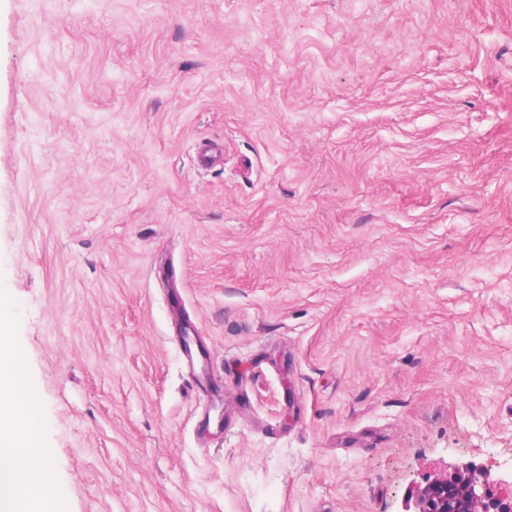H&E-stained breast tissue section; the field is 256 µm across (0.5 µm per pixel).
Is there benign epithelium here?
I'll return each mask as SVG.
<instances>
[{"instance_id": "7a95c632", "label": "benign epithelium", "mask_w": 512, "mask_h": 512, "mask_svg": "<svg viewBox=\"0 0 512 512\" xmlns=\"http://www.w3.org/2000/svg\"><path fill=\"white\" fill-rule=\"evenodd\" d=\"M418 500V512H512V500L491 494L474 475L432 481L418 490Z\"/></svg>"}]
</instances>
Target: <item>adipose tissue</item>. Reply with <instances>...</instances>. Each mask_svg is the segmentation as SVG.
Here are the masks:
<instances>
[{
	"label": "adipose tissue",
	"instance_id": "obj_1",
	"mask_svg": "<svg viewBox=\"0 0 512 512\" xmlns=\"http://www.w3.org/2000/svg\"><path fill=\"white\" fill-rule=\"evenodd\" d=\"M9 342L0 332V512H23L24 503L44 498L50 473L37 446L35 405Z\"/></svg>",
	"mask_w": 512,
	"mask_h": 512
}]
</instances>
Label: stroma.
<instances>
[{"label":"stroma","mask_w":512,"mask_h":512,"mask_svg":"<svg viewBox=\"0 0 512 512\" xmlns=\"http://www.w3.org/2000/svg\"><path fill=\"white\" fill-rule=\"evenodd\" d=\"M0 314L55 512L512 492V0H0Z\"/></svg>","instance_id":"obj_1"}]
</instances>
